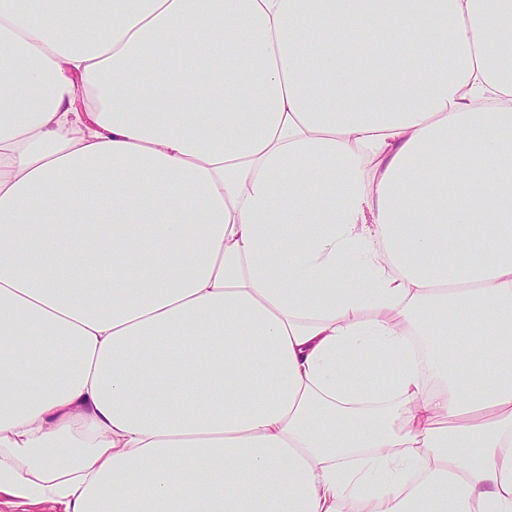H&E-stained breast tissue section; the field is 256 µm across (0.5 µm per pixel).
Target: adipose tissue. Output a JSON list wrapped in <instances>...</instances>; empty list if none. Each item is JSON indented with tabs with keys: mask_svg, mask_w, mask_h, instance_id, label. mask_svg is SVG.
Returning <instances> with one entry per match:
<instances>
[{
	"mask_svg": "<svg viewBox=\"0 0 512 512\" xmlns=\"http://www.w3.org/2000/svg\"><path fill=\"white\" fill-rule=\"evenodd\" d=\"M83 2L0 0V493L512 512V0Z\"/></svg>",
	"mask_w": 512,
	"mask_h": 512,
	"instance_id": "ef3b65f1",
	"label": "adipose tissue"
}]
</instances>
